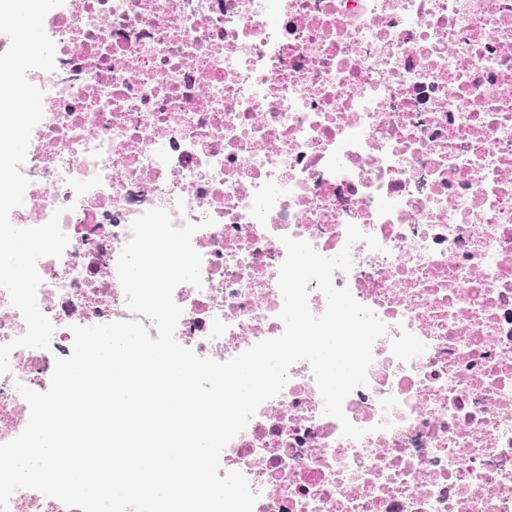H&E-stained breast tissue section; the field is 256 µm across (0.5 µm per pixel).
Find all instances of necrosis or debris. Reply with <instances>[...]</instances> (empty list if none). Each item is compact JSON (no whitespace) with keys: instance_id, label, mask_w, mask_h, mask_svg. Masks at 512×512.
<instances>
[{"instance_id":"1","label":"necrosis or debris","mask_w":512,"mask_h":512,"mask_svg":"<svg viewBox=\"0 0 512 512\" xmlns=\"http://www.w3.org/2000/svg\"><path fill=\"white\" fill-rule=\"evenodd\" d=\"M43 28L9 220L59 216L68 245L36 264L54 332L0 375V443L74 327L134 319L117 262L160 208L197 226L173 300L198 356L283 333L286 236L349 248L334 284L386 327L343 404L361 438L299 361L225 446L254 512H512V0H63Z\"/></svg>"}]
</instances>
